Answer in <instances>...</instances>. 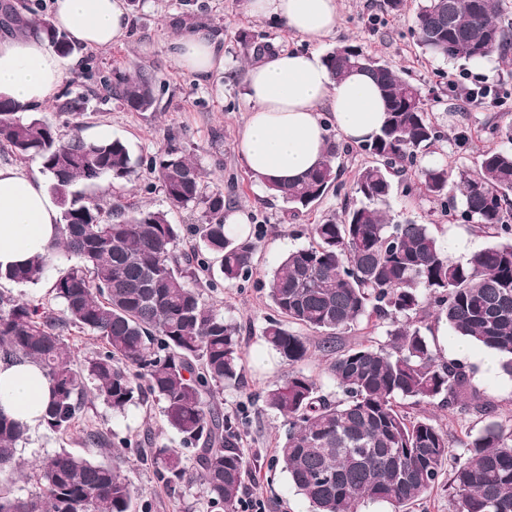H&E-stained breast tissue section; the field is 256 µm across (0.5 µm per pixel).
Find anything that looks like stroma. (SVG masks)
Instances as JSON below:
<instances>
[{"mask_svg":"<svg viewBox=\"0 0 512 512\" xmlns=\"http://www.w3.org/2000/svg\"><path fill=\"white\" fill-rule=\"evenodd\" d=\"M419 3L420 0H403L402 7L394 10L389 8L388 0H342L336 32L324 39L319 50L324 53L340 42H356L418 85L432 121L442 132L440 140L431 146V153L454 170L471 171L480 151L497 146L493 127L512 126V60L496 55L491 67L482 70L468 62H446L424 55L411 33ZM247 4L248 0H142L139 9L129 14V31L123 41L105 49L81 45L73 48L71 55L80 65L65 87L73 95L89 98V110L78 119L86 129L107 128L112 137L125 140L136 155L152 154L170 145L180 147L203 168L210 185L223 188L231 207L247 209L249 235L256 245V271L239 284L202 290L207 303L240 324L242 344L247 351L243 379L239 384L225 386L216 401L224 413L243 419L245 446L258 459L259 468L246 487V494L263 499L269 512H308L307 503L290 485L286 473L268 470L277 439L284 436L288 424L254 399L257 391L282 382L289 372L288 364L269 355L262 341L264 328L276 315L268 297L267 274L283 253L308 243L311 224L328 216L343 217L353 198L354 176L371 158L356 146L339 155L335 165L341 190L328 191L310 212L296 220L288 219L282 202L258 186L237 151L249 109L244 80L254 61L252 48L241 43L238 34L247 31L275 51L301 50L305 44L280 22L251 16ZM189 10L196 15V28L220 38L224 46L223 73L204 78L191 76L169 56L167 46L178 34L172 18ZM91 57L95 58L100 74L115 69L152 72L164 88L156 110L129 111L105 90L98 76L85 74L82 64ZM477 80L487 81L499 90L502 106L463 105L453 92L452 83ZM460 131L468 136L462 146L454 142ZM150 180L145 173L135 183L103 181L88 187L87 192L107 194L109 201L117 200L129 207L168 211L174 224L197 221L196 213L172 207L161 191L145 190L144 185ZM406 182L403 176L395 180L394 213L431 225L436 235H449L472 252L490 244V237L478 228L462 224L459 210L442 208L417 191L405 193ZM463 361L473 372L476 389L494 403L498 421L512 425V377L501 371L498 356L471 344ZM417 411L447 429L448 456L452 459L464 455L468 434L483 425L478 415L451 416L433 405L418 406ZM87 428L115 441L124 437L143 441L151 437L172 448L181 445L180 435L163 417L161 402L147 399L120 416L102 400L91 398L80 414L77 429L64 434L45 428L29 432L18 447L26 469L20 474H2L0 482L11 485L16 495H26L36 488L35 464L64 449L116 466L130 482L137 504L148 506L149 512H195V491H187L180 499L169 498L136 449L119 452L86 444L83 431Z\"/></svg>","mask_w":512,"mask_h":512,"instance_id":"stroma-1","label":"stroma"}]
</instances>
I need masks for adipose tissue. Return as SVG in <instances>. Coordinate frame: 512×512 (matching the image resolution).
Here are the masks:
<instances>
[{"label":"adipose tissue","instance_id":"adipose-tissue-1","mask_svg":"<svg viewBox=\"0 0 512 512\" xmlns=\"http://www.w3.org/2000/svg\"><path fill=\"white\" fill-rule=\"evenodd\" d=\"M340 0H249L251 14L281 20L308 50H282L249 66L245 97L251 105L237 150L260 186L291 182L318 166L330 132L361 144L380 130L386 105L367 74L334 76L315 47L336 28ZM52 22L91 48L125 38L124 0H53ZM168 52L184 72L201 77L224 68V47L206 31H189ZM74 67L34 28L0 37V99L17 111L49 103ZM329 108L331 121L321 110ZM60 207L39 164L23 170L0 165V268L47 254L56 238ZM51 378L31 362L0 361V413L33 430L42 424Z\"/></svg>","mask_w":512,"mask_h":512}]
</instances>
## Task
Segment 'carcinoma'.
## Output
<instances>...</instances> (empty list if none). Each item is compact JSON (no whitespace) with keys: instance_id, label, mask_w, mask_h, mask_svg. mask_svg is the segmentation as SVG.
Here are the masks:
<instances>
[{"instance_id":"cac0c4a2","label":"carcinoma","mask_w":512,"mask_h":512,"mask_svg":"<svg viewBox=\"0 0 512 512\" xmlns=\"http://www.w3.org/2000/svg\"><path fill=\"white\" fill-rule=\"evenodd\" d=\"M503 2L422 0L413 18L418 45L443 61L507 55L512 35L500 20ZM23 9L0 2V28L34 25L58 52L71 53L40 0H27ZM324 59L339 76L360 71L373 78L386 120L360 145L375 161L357 172L355 200L343 218L313 225L309 243L280 257L269 274L279 318L264 329V342L290 366L320 351L342 394L333 398L300 369L257 394L288 422L276 462L311 512H362L369 501L406 512L438 487L449 491L452 512H512V426L496 420L495 405L473 386L468 366L443 359L424 334L432 313L452 335L496 352L512 375V128L493 127L506 145L483 151L473 172L455 176L443 163L421 164L418 151L440 134L420 88L353 41ZM99 79L131 111H152L159 100L161 88L149 71ZM79 128L64 131L0 100V147L38 161L62 206L50 255L0 271V279L38 284L52 257L71 262L51 287L58 311L0 293V360L32 361L46 370L53 389L42 420L53 432L72 429L90 394L115 414L157 398L181 447L153 441L141 460L152 463L168 493L181 497L198 484L201 508L238 512L254 463L244 448L243 421L224 415L213 398L243 377L241 328L206 303L200 283L216 271L228 284L247 278L256 245L229 231L224 191L208 185L201 166L179 148L136 157L123 140H88ZM346 151L329 137L324 162L297 182L271 184V196L299 215L336 183L335 160ZM143 170L154 179L148 189L199 212V222L173 224L161 209L107 206L84 192L105 179L131 182ZM408 172L444 207L456 206L452 191L461 185V220L494 242L456 259L430 225L391 214L395 174ZM187 235L198 242L190 254L178 251ZM363 320L385 323L387 343L338 347L336 336ZM74 328L102 344L81 365L65 339ZM304 330L321 336L316 348ZM406 401L476 414L486 423L450 465L448 430L405 411ZM25 433L0 414V471H21L17 445ZM133 501L114 466L65 450L42 462L28 495L0 485V512H136Z\"/></svg>"}]
</instances>
